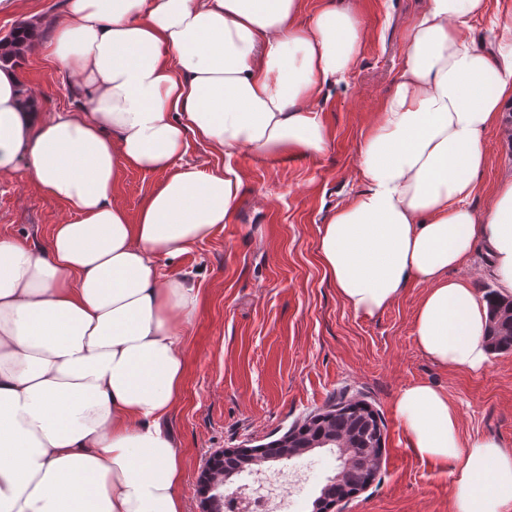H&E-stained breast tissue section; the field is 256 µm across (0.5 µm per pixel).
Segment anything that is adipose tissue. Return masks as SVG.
<instances>
[{"label":"adipose tissue","mask_w":512,"mask_h":512,"mask_svg":"<svg viewBox=\"0 0 512 512\" xmlns=\"http://www.w3.org/2000/svg\"><path fill=\"white\" fill-rule=\"evenodd\" d=\"M488 0H425L406 64L359 142L365 188L319 229L323 267L371 317L411 283L418 348L445 367L489 362L488 301L452 272L484 242L512 298V176L484 214L468 204L485 137L512 106V17L480 48ZM300 0H65L49 55L77 110L34 111L0 66V174L25 165L67 219L46 246L0 235V512H185L181 452L163 419L183 391L180 340L198 293L161 272L236 210L233 169L186 164L191 141L231 156L322 154L315 103L345 80L361 18ZM165 173L137 213L123 171ZM395 412L421 458L451 466L454 512H512V449L462 441L447 397L409 385Z\"/></svg>","instance_id":"1"}]
</instances>
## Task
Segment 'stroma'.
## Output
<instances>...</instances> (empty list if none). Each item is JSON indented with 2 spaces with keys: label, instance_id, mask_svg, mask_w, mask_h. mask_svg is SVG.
I'll list each match as a JSON object with an SVG mask.
<instances>
[{
  "label": "stroma",
  "instance_id": "1",
  "mask_svg": "<svg viewBox=\"0 0 512 512\" xmlns=\"http://www.w3.org/2000/svg\"><path fill=\"white\" fill-rule=\"evenodd\" d=\"M357 12L365 42L345 82L326 88L316 104L330 133L315 157L232 158L194 142L185 163L207 171L231 166L242 179L237 208L222 231L164 265L198 290L194 322L180 347L186 364L180 401L165 421L184 458L178 488L186 512H201L196 477L220 448H246L279 438L336 398L364 399L385 425L383 460L374 480L337 504L335 512H452L451 467L420 459L395 414L401 390L426 382L446 393L459 415L462 439L489 436L512 448V350L492 353L481 372L432 362L413 337L424 288L411 284L385 311L355 314L338 295L318 255V228L365 184L357 174L360 134L406 62V32L422 0H301L300 21L326 2ZM63 0H14L0 11V37L23 20L47 41ZM45 115L74 108L60 74L32 49L17 66ZM487 163L469 201L489 208L499 180L512 174V108L503 128L485 137ZM160 172L124 171L116 188L128 212L163 181ZM66 216L25 166L0 175V234L44 246ZM339 463L322 448L278 462L305 474L287 495L291 512L311 503Z\"/></svg>",
  "mask_w": 512,
  "mask_h": 512
}]
</instances>
